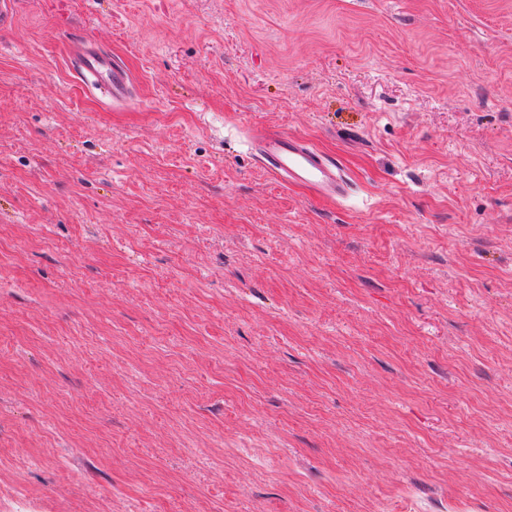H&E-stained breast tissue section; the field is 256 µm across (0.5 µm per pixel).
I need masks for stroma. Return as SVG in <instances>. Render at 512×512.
<instances>
[{"mask_svg":"<svg viewBox=\"0 0 512 512\" xmlns=\"http://www.w3.org/2000/svg\"><path fill=\"white\" fill-rule=\"evenodd\" d=\"M19 2L0 512H512V0ZM252 127L349 194L270 177ZM80 44L79 51L72 59V67L84 86L98 90L111 99L125 98L129 83L126 66L112 54L97 48L93 42ZM253 136L264 171L276 180L304 186L326 200L346 195L348 184L336 160L306 139L263 128L254 129Z\"/></svg>","mask_w":512,"mask_h":512,"instance_id":"obj_1","label":"stroma"}]
</instances>
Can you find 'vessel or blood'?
Returning <instances> with one entry per match:
<instances>
[{"instance_id":"1","label":"vessel or blood","mask_w":512,"mask_h":512,"mask_svg":"<svg viewBox=\"0 0 512 512\" xmlns=\"http://www.w3.org/2000/svg\"><path fill=\"white\" fill-rule=\"evenodd\" d=\"M72 67L86 88L114 99L126 97V66L95 43H82L72 59ZM253 136L264 171L276 180L306 187L322 199L344 198L347 181L334 158L306 139L282 131L257 128Z\"/></svg>"}]
</instances>
